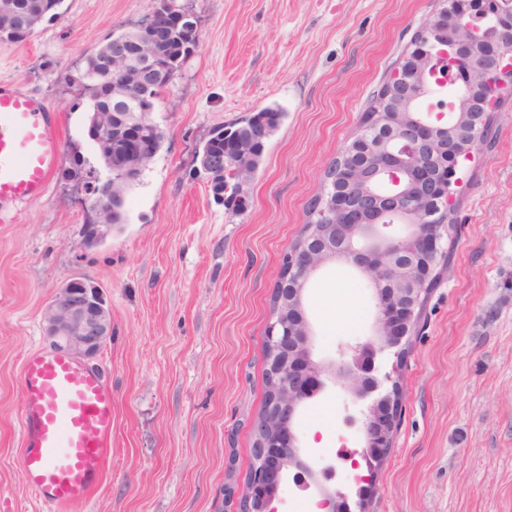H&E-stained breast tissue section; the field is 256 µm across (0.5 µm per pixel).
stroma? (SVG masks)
Here are the masks:
<instances>
[{"mask_svg":"<svg viewBox=\"0 0 512 512\" xmlns=\"http://www.w3.org/2000/svg\"><path fill=\"white\" fill-rule=\"evenodd\" d=\"M197 44L151 118L161 150L125 195L124 222L98 241L75 157L100 169L88 100L66 83L81 58L149 13L153 0H63L57 20L0 47V82L57 112L63 151L45 199L0 224V512H47L20 473L22 364L52 353L44 311L75 277L99 284L112 338L89 363L112 388V457L82 512H239L253 425L266 396L262 346L285 253L328 162L437 0H178ZM282 110L232 213L198 156L213 130ZM450 260L411 345L386 356L398 429L367 479L362 512H512V100L490 146L461 160ZM371 290L348 265L311 281L321 357L368 336L340 332ZM358 408L325 391L295 422L351 492L340 447L358 449Z\"/></svg>","mask_w":512,"mask_h":512,"instance_id":"stroma-1","label":"stroma"}]
</instances>
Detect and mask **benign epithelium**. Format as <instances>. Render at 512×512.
<instances>
[{
	"label": "benign epithelium",
	"instance_id": "7a95c632",
	"mask_svg": "<svg viewBox=\"0 0 512 512\" xmlns=\"http://www.w3.org/2000/svg\"><path fill=\"white\" fill-rule=\"evenodd\" d=\"M454 78L461 94L436 120L414 114V103L432 94L426 75ZM374 105L397 112L398 122L380 119L349 138L338 158L336 192L362 190L364 200L336 204V223L310 226L287 260L286 281L276 288L267 325L264 360L268 394L254 425V463L239 492L240 512H276L273 502L283 474L319 495L320 512H352L347 494L333 484L335 467L319 466L294 431L307 402L332 385L360 407L364 445L360 459L377 466L392 446L398 425L397 383L381 371L387 354L401 356L415 334L429 292L448 256L443 247L456 207L459 160L491 134L492 117L512 96V0H448L444 16L432 13L413 36L408 52ZM142 82L126 59L114 77L120 98L128 81ZM115 114L93 115L95 142L113 130ZM126 155L148 159L137 131L123 138ZM392 184L388 195L373 186ZM422 195L405 201L406 182ZM343 261L372 288L376 316L368 338L340 347L333 359L315 352V331L305 306L310 280L327 264ZM46 334L55 350L75 360L97 357L112 336V314L103 290L75 277L58 288L44 311ZM392 383L386 389V383Z\"/></svg>",
	"mask_w": 512,
	"mask_h": 512
}]
</instances>
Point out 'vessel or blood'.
<instances>
[{
    "label": "vessel or blood",
    "mask_w": 512,
    "mask_h": 512,
    "mask_svg": "<svg viewBox=\"0 0 512 512\" xmlns=\"http://www.w3.org/2000/svg\"><path fill=\"white\" fill-rule=\"evenodd\" d=\"M62 155L58 115L42 98L0 83V224L41 199ZM21 474L39 500L69 512L86 505L111 452L112 391L99 372L36 353L22 372Z\"/></svg>",
    "instance_id": "1"
}]
</instances>
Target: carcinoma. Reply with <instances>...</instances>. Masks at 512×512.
<instances>
[{
  "mask_svg": "<svg viewBox=\"0 0 512 512\" xmlns=\"http://www.w3.org/2000/svg\"><path fill=\"white\" fill-rule=\"evenodd\" d=\"M13 2V24L15 30L23 33L14 42H20L33 35L38 29V20L46 16L53 20L58 18L56 9L62 0H11ZM155 45L162 51L157 62L142 67L143 81L148 96L135 86L129 90L130 100L122 103H110L109 82L113 78L112 56L124 55L134 64H139L137 56V34L134 30L123 31L109 39L98 50L85 57V65L77 80L90 97L91 111L101 107L112 106V111L119 114L116 126L126 128L134 125L149 134L153 149L157 153L163 144L162 129L149 118L148 109L154 101L160 99L175 76L181 70L186 58L197 43L198 28L188 26L184 29L164 25V19L155 22ZM282 112L267 109L249 117L243 125L234 129H221L214 133L202 149L208 156L205 167L212 192L217 198L237 213L244 209L245 199L242 187L250 181L261 160L264 143L278 126ZM115 156L126 171L119 176L93 186L94 206L109 203L112 206L113 224L124 221V195L139 180L143 171L128 168V163L120 148H115ZM336 202L331 189H322L309 202L306 216L311 224H334L336 214L329 212V204Z\"/></svg>",
  "mask_w": 512,
  "mask_h": 512,
  "instance_id": "obj_1",
  "label": "carcinoma"
}]
</instances>
